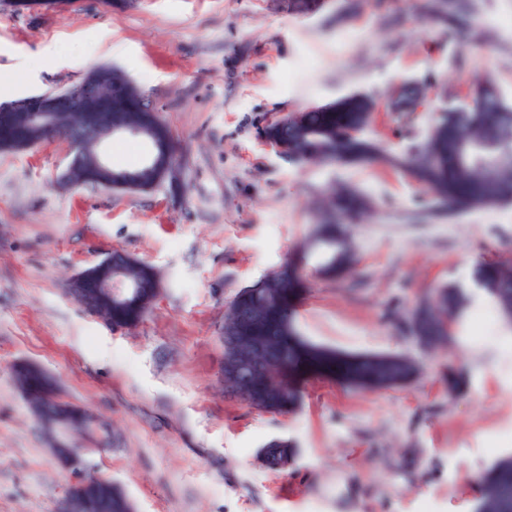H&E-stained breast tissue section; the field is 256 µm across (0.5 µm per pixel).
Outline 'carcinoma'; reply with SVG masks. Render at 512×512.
I'll list each match as a JSON object with an SVG mask.
<instances>
[{
    "mask_svg": "<svg viewBox=\"0 0 512 512\" xmlns=\"http://www.w3.org/2000/svg\"><path fill=\"white\" fill-rule=\"evenodd\" d=\"M448 15L453 22L473 21V0H433L416 5ZM103 83L118 84L123 96L111 104L92 102L85 112L68 111L64 96L52 93L48 101L55 109L59 129H80L87 149L111 125L136 128L156 148L155 160L131 169L111 168L112 183L122 182L127 190L152 188L173 176L167 165V151L173 140L169 128L158 113L148 109L141 92L119 70L100 65L89 72ZM476 110L456 111L437 126L433 136L418 147L411 162L388 157L373 140L365 136L372 122L373 99L362 93L346 95L326 109L308 111L288 125L270 124L263 129L266 141L284 143L288 152L308 160H335L343 165L373 166L381 161L407 169L412 178L434 197L438 208L458 204L464 208L483 209L512 197V108L506 105L496 87L477 90ZM46 138V132L30 121L28 112L0 113V151L32 146ZM105 172L94 164L78 166L75 181L101 186ZM333 207L339 212L363 209L367 199L360 191L345 184L330 190ZM312 249L320 256L322 275L340 282L356 265L354 247L330 215H325L314 236ZM124 278L139 285L138 294L126 300L94 297L91 286L81 289L80 302H96L99 313L117 326L136 327L158 296L159 277L143 262L124 266ZM479 280L498 309L512 305V270L495 266L480 270ZM258 296L237 293L229 302L228 316L235 310L258 305L280 330L257 333L248 324L234 325L235 334L253 344L260 355L272 359L283 355L281 363L254 377L250 384L251 407L270 413H285L297 403V382L314 372L337 379L341 384L363 389L382 390L403 386L416 377L419 367L406 355L356 354L318 345L302 336L293 321L292 311L300 294L298 269L289 266L279 274L258 282ZM438 311L420 312L411 320L412 332L427 346L447 341L443 317L458 315L464 308L466 294L459 288H438ZM15 379L27 396L34 416L41 422H55L80 430L86 420L76 408L56 404L57 383L35 365L15 370ZM262 453L267 463L275 465L291 453L284 439L269 441ZM482 512H503L499 492L512 489V463L498 462L479 479ZM73 512H127V496L114 483L89 479L71 492Z\"/></svg>",
    "mask_w": 512,
    "mask_h": 512,
    "instance_id": "obj_1",
    "label": "carcinoma"
}]
</instances>
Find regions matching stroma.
<instances>
[{"mask_svg": "<svg viewBox=\"0 0 512 512\" xmlns=\"http://www.w3.org/2000/svg\"><path fill=\"white\" fill-rule=\"evenodd\" d=\"M413 0H65L0 5V84L15 99L121 69L170 128L181 187L105 190L69 183L62 136L0 151V512H61L72 474L16 384L29 363L91 422L73 442L90 472L119 484L136 512H475L478 479L512 456V325L478 272L512 268V204L429 212L403 169L301 162L260 135L265 123L351 94L375 97L366 136L406 154L443 101L491 79L512 105V0H475L472 34L452 37ZM434 83L418 111L387 102ZM101 149L116 167L150 153L127 134ZM347 184L370 208L350 227V290L302 263L299 331L351 353L404 354L421 372L402 388L360 391L311 375L296 407L258 411L221 376L232 298L278 271L310 236L325 191ZM121 251L158 272L137 327L112 330L69 292L71 278ZM463 289L457 340L425 350L399 322L434 285ZM468 383L448 390V376ZM294 457L271 469L263 445Z\"/></svg>", "mask_w": 512, "mask_h": 512, "instance_id": "1", "label": "stroma"}]
</instances>
